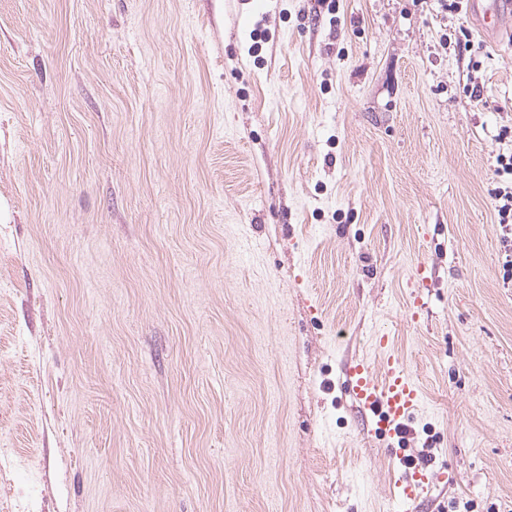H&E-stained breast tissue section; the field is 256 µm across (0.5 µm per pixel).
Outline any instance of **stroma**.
Returning a JSON list of instances; mask_svg holds the SVG:
<instances>
[{
	"label": "stroma",
	"instance_id": "35a3bbf8",
	"mask_svg": "<svg viewBox=\"0 0 512 512\" xmlns=\"http://www.w3.org/2000/svg\"><path fill=\"white\" fill-rule=\"evenodd\" d=\"M315 7L0 0V512H390L340 385L379 333L448 475L413 512H512V37ZM496 175L498 186L492 189L491 197L497 216V224L512 231V154L498 157ZM510 176V180L508 179Z\"/></svg>",
	"mask_w": 512,
	"mask_h": 512
}]
</instances>
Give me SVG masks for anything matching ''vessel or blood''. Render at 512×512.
Wrapping results in <instances>:
<instances>
[{"label": "vessel or blood", "mask_w": 512, "mask_h": 512, "mask_svg": "<svg viewBox=\"0 0 512 512\" xmlns=\"http://www.w3.org/2000/svg\"><path fill=\"white\" fill-rule=\"evenodd\" d=\"M467 11L479 33L494 38L512 26V0H466ZM374 361L356 360L342 368L343 384L369 419L376 436L400 440L406 435L423 397L404 359L386 335L375 338ZM441 474L428 464L409 466L393 489L394 500L411 504L441 482Z\"/></svg>", "instance_id": "b4317fda"}]
</instances>
